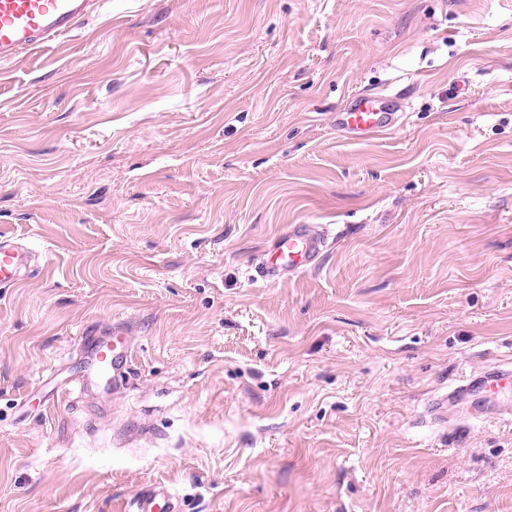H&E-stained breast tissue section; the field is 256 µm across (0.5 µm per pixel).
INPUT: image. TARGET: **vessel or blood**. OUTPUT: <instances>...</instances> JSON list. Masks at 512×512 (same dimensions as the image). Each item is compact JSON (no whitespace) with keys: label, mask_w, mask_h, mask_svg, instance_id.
<instances>
[{"label":"vessel or blood","mask_w":512,"mask_h":512,"mask_svg":"<svg viewBox=\"0 0 512 512\" xmlns=\"http://www.w3.org/2000/svg\"><path fill=\"white\" fill-rule=\"evenodd\" d=\"M112 0H0V61L24 50L45 47L57 38L71 35L96 5ZM393 113L382 111L376 96H355L351 105L336 115V126L350 138L360 139L391 128ZM324 246V237L307 224L295 225L277 240L275 252L254 268V280L264 282L292 276L310 269ZM27 250L17 239L0 234V287L17 284ZM92 362L100 375H119L126 358L114 344L102 341L92 348ZM494 396L512 389V370L497 368L462 380L442 396L436 412L447 413L473 390ZM134 512H179L175 498L162 488L145 491L134 504Z\"/></svg>","instance_id":"vessel-or-blood-1"}]
</instances>
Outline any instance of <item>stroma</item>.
<instances>
[{"mask_svg": "<svg viewBox=\"0 0 512 512\" xmlns=\"http://www.w3.org/2000/svg\"><path fill=\"white\" fill-rule=\"evenodd\" d=\"M0 231V512H512V416L430 409L512 369V0H112L0 61ZM394 112H381L377 96L356 95L344 112H337L336 127L352 139L372 136L391 128ZM324 240V235L311 225H295L278 238L274 254L255 266L252 279L267 282L310 269L324 247ZM27 253L15 237L0 234V287L17 284L22 279L21 269ZM116 345L102 341L95 343L92 348V362L97 372L102 376L112 374V379L119 375L126 363V355L116 353ZM511 387V369L497 368L476 378L468 377L437 400L435 411L447 414L448 406H457L471 391L476 389L492 397L511 390ZM175 500L165 489L154 487L141 494L131 512H179Z\"/></svg>", "mask_w": 512, "mask_h": 512, "instance_id": "35a3bbf8", "label": "stroma"}]
</instances>
